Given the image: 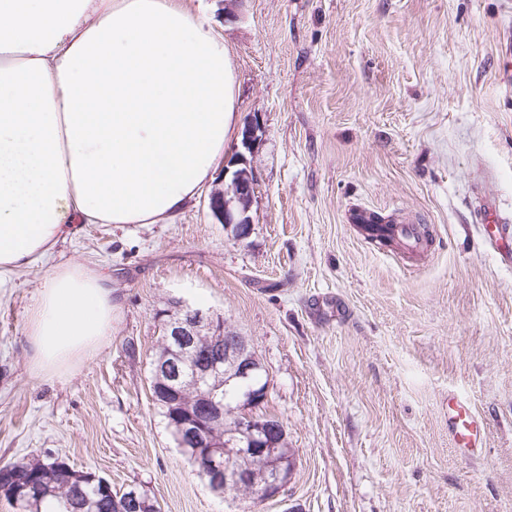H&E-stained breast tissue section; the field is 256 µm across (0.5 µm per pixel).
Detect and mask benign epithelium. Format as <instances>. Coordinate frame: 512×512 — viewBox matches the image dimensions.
<instances>
[{
    "instance_id": "1",
    "label": "benign epithelium",
    "mask_w": 512,
    "mask_h": 512,
    "mask_svg": "<svg viewBox=\"0 0 512 512\" xmlns=\"http://www.w3.org/2000/svg\"><path fill=\"white\" fill-rule=\"evenodd\" d=\"M258 131L257 120L245 124L240 146L225 161L224 186L209 195L211 213L238 240L247 238L252 231L249 211L256 177L247 155L252 153ZM263 371V363L246 337L237 333L225 335L221 317L179 308L164 323L150 388L164 387L173 412L170 427L177 444L192 449L198 458L209 460L211 489L219 494L233 479L253 490L258 498L268 500L277 497L290 480L291 469L274 460L277 444L270 440L271 432L281 431L283 426L271 422L266 415L252 413L266 400L268 387L250 388L235 409L240 425L225 436L217 434V430L224 429L227 418V407L219 396L224 378L248 381ZM187 375L194 379L191 395L183 388ZM244 455L267 456L271 464L260 472L232 469L234 458ZM125 499L137 512H160L156 500L142 499L136 489L128 490Z\"/></svg>"
}]
</instances>
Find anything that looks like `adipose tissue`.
<instances>
[{
	"instance_id": "ef3b65f1",
	"label": "adipose tissue",
	"mask_w": 512,
	"mask_h": 512,
	"mask_svg": "<svg viewBox=\"0 0 512 512\" xmlns=\"http://www.w3.org/2000/svg\"><path fill=\"white\" fill-rule=\"evenodd\" d=\"M235 127L228 49L175 0H0V274L77 224H164ZM119 306L107 275L55 269L29 314L31 369L97 354Z\"/></svg>"
}]
</instances>
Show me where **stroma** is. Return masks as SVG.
<instances>
[{"label": "stroma", "mask_w": 512, "mask_h": 512, "mask_svg": "<svg viewBox=\"0 0 512 512\" xmlns=\"http://www.w3.org/2000/svg\"><path fill=\"white\" fill-rule=\"evenodd\" d=\"M229 49L240 122L261 125L252 231L208 207L170 224H81L0 276V465L47 455L161 512H512V0H180ZM235 10V20L225 17ZM357 207L432 234L418 260L368 242ZM107 274L120 309L63 379L32 372L27 319L59 266ZM224 319L265 368L295 464L278 497L213 493L150 394L163 316ZM486 422L465 455L448 396Z\"/></svg>", "instance_id": "35a3bbf8"}]
</instances>
